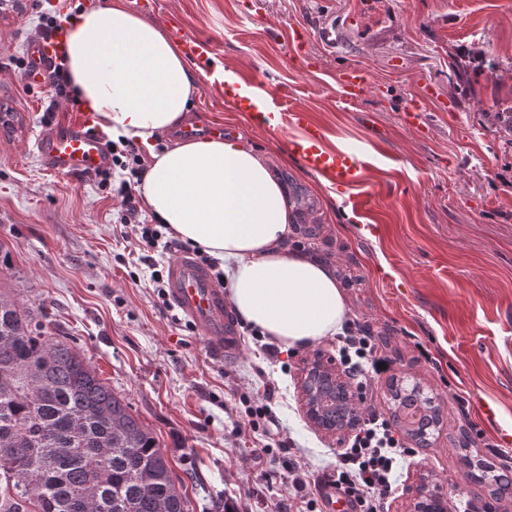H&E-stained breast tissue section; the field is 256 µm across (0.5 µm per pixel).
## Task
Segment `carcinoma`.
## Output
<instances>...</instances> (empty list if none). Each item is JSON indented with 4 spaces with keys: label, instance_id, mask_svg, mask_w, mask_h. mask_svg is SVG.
Here are the masks:
<instances>
[{
    "label": "carcinoma",
    "instance_id": "carcinoma-1",
    "mask_svg": "<svg viewBox=\"0 0 512 512\" xmlns=\"http://www.w3.org/2000/svg\"><path fill=\"white\" fill-rule=\"evenodd\" d=\"M183 488L126 398L0 290V512H190Z\"/></svg>",
    "mask_w": 512,
    "mask_h": 512
}]
</instances>
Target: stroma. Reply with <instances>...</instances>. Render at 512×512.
<instances>
[{
	"mask_svg": "<svg viewBox=\"0 0 512 512\" xmlns=\"http://www.w3.org/2000/svg\"><path fill=\"white\" fill-rule=\"evenodd\" d=\"M126 0L165 25L183 17L215 47L218 70L284 91L326 131L332 149L361 147L375 191L371 218H346L331 189L291 158L285 131L257 127L224 105V87L205 84L187 114L207 128L242 137L270 165L288 194L302 242L328 262L350 319L375 338L394 366L375 381L367 405L391 418L393 379L419 382L442 406L430 447L414 449L393 474L388 512H409L422 481L437 485L448 512H512V493L494 496L465 459L512 469V131L495 122L512 110V0ZM50 0H22L0 12V250L10 264L0 285L41 309L48 333L72 338L101 379L123 394L157 437L191 512H283L295 491L262 486L252 452L268 449V468L296 467L310 478L336 463L338 443L307 420L298 382L306 361L337 359L335 337L266 355L244 335L236 361L215 360L201 335L162 303L132 228L94 177L61 178L34 148L43 134L47 81L27 83L26 56ZM310 38L289 47L292 26ZM364 68L370 88L346 106L336 75ZM421 101L425 133L408 128L405 109ZM277 392L258 432L236 437L265 384ZM495 403L487 423L478 400Z\"/></svg>",
	"mask_w": 512,
	"mask_h": 512,
	"instance_id": "stroma-1",
	"label": "stroma"
}]
</instances>
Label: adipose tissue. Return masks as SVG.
Returning a JSON list of instances; mask_svg holds the SVG:
<instances>
[{"instance_id": "1", "label": "adipose tissue", "mask_w": 512, "mask_h": 512, "mask_svg": "<svg viewBox=\"0 0 512 512\" xmlns=\"http://www.w3.org/2000/svg\"><path fill=\"white\" fill-rule=\"evenodd\" d=\"M69 88L113 138L149 154L137 187L170 234L220 260L244 321L286 346L336 335L349 315L323 261L286 251L292 216L268 164L242 139L204 138L157 149L201 89L191 59L125 0L85 9L64 31Z\"/></svg>"}]
</instances>
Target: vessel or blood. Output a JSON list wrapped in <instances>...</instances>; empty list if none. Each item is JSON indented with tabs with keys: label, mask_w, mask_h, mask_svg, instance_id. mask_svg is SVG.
<instances>
[{
	"label": "vessel or blood",
	"mask_w": 512,
	"mask_h": 512,
	"mask_svg": "<svg viewBox=\"0 0 512 512\" xmlns=\"http://www.w3.org/2000/svg\"><path fill=\"white\" fill-rule=\"evenodd\" d=\"M170 33L186 54L199 62L203 72H211L215 53L204 39L189 35L178 18H170ZM59 39L56 36L31 46L28 57L34 67L30 80L47 77L57 62ZM340 99L356 104L369 88V76L359 67H349L336 76ZM224 97L231 111L242 112L252 121L267 125L273 121L297 127L288 142L305 169L323 176L333 185L348 189V203L353 212L367 216L373 210L374 193L364 173L367 162L356 148L335 151L325 146L321 127L308 122L305 112L281 106L278 97L261 92L258 84L243 78L224 86ZM37 151L46 171L55 176L91 175L109 166L106 147L93 128L91 114L77 115L69 124L46 131L37 142ZM167 298L178 315L196 328L215 358L231 361L242 349V339L233 309L208 267L192 255L181 252L167 266Z\"/></svg>",
	"instance_id": "vessel-or-blood-1"
}]
</instances>
